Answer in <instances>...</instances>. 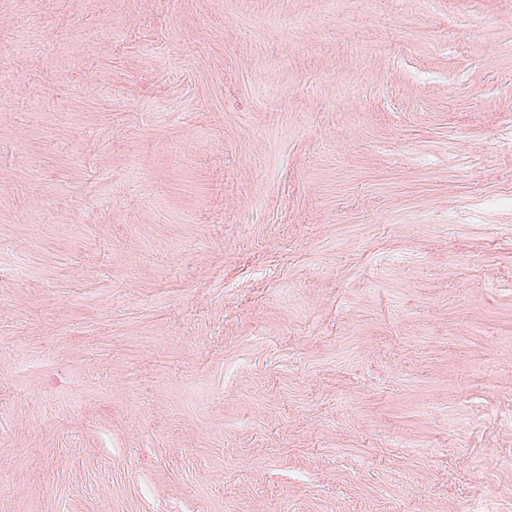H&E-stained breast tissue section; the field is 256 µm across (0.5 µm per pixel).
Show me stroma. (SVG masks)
Masks as SVG:
<instances>
[{"label": "stroma", "mask_w": 512, "mask_h": 512, "mask_svg": "<svg viewBox=\"0 0 512 512\" xmlns=\"http://www.w3.org/2000/svg\"><path fill=\"white\" fill-rule=\"evenodd\" d=\"M0 512H512V0H0Z\"/></svg>", "instance_id": "35a3bbf8"}]
</instances>
